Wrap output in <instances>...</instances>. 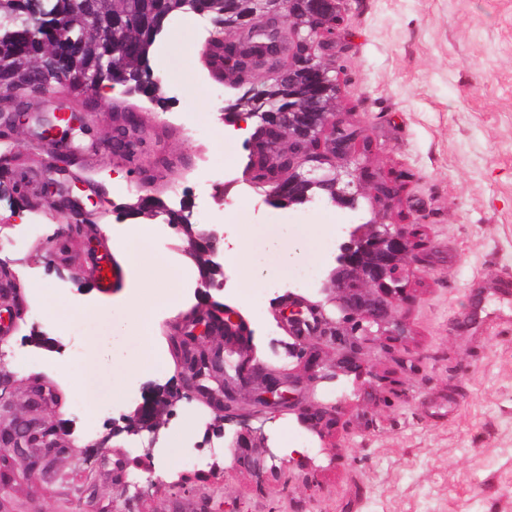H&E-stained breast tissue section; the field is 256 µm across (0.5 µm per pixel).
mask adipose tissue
<instances>
[{
  "label": "adipose tissue",
  "instance_id": "ef3b65f1",
  "mask_svg": "<svg viewBox=\"0 0 512 512\" xmlns=\"http://www.w3.org/2000/svg\"><path fill=\"white\" fill-rule=\"evenodd\" d=\"M142 223L129 225L127 235L128 243L122 244L121 251L130 273L126 300L132 305L136 319L132 322H117L116 330L130 335L142 346L143 358L139 364L140 369H150L156 358V346L150 334V324L154 301L146 295V287L155 282L157 269L153 264L147 263L143 258L142 250L136 246L135 241L142 233ZM316 232L314 225L302 224L298 227V237L293 246H286L282 240L277 225H268L266 229L265 250L261 253L253 252L248 245L238 246L233 256L240 278L246 287H256L263 277L272 271L287 274L288 265L293 253H305L313 246V236ZM89 358L79 367L77 376L84 388L92 393L103 394L113 404H120L124 389L119 379L101 382L98 363L104 349L101 339L94 338L88 341Z\"/></svg>",
  "mask_w": 512,
  "mask_h": 512
}]
</instances>
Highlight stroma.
I'll return each instance as SVG.
<instances>
[{
    "label": "stroma",
    "instance_id": "stroma-1",
    "mask_svg": "<svg viewBox=\"0 0 512 512\" xmlns=\"http://www.w3.org/2000/svg\"><path fill=\"white\" fill-rule=\"evenodd\" d=\"M205 42L177 17L151 49L159 85L154 98L131 99L144 116L133 157L99 143L112 123L106 110L86 114L85 131L63 133L69 159L99 186L98 195H79L94 223L61 231L65 193L41 192L51 145L0 129V219L9 223L0 231V349L12 353L0 360V401L18 410L36 403V427L61 434L60 447L39 443L22 459L0 452V512H512V298L495 291L512 274V0H347L332 51L338 108L362 130L360 163L399 189L392 223L416 225L426 243L396 303L405 335L369 337L349 372L336 368L325 340L313 368L289 355L274 310L294 291L324 301L339 246L370 218L371 203L361 199L355 211L266 204L243 180L253 130L225 138L224 85L193 56ZM210 169L235 183L224 206L200 189ZM144 194L183 209L192 224L221 225L226 247L223 290L165 312L156 324L164 362L147 371L136 341L112 329L133 318L123 289L103 295L93 285L101 253L132 222L124 206ZM31 223L43 225L41 235L28 234ZM269 224L289 241L297 225H318V253L298 255L287 276L271 272L259 287H243L229 251L245 227L261 247ZM148 227L145 258L164 272L148 292L164 308L167 293L197 284L199 271L164 217ZM96 232L101 249L93 252L85 242ZM33 280L48 286L36 304ZM213 301L242 315L237 343L257 363L296 378L300 406L335 412L331 427L256 403L257 376L246 368L223 412L183 397L158 437L123 432L124 415L154 387L180 385L174 345L188 360L213 351L211 341L189 336L196 311ZM91 337L110 340L127 365L117 375L111 360L101 362L104 379H121V406L80 399L76 369ZM115 426L109 447H95ZM245 426L265 448L256 469L231 463ZM148 445L160 479L153 488L124 464Z\"/></svg>",
    "mask_w": 512,
    "mask_h": 512
}]
</instances>
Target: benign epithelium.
<instances>
[{
    "label": "benign epithelium",
    "mask_w": 512,
    "mask_h": 512,
    "mask_svg": "<svg viewBox=\"0 0 512 512\" xmlns=\"http://www.w3.org/2000/svg\"><path fill=\"white\" fill-rule=\"evenodd\" d=\"M345 0H237L241 5L256 4L260 10L244 9V14L233 24L224 25V37L244 38L268 35L275 54L272 60L288 59V70L273 68L255 71L247 87L256 91L271 80L288 77V111L254 112L246 102L237 108H224V125L238 128L246 120L256 124L250 137L253 149L267 154L287 152L288 168L273 176L264 175L259 164L250 165L245 179L254 187L263 189L264 201L274 206L294 207L324 199L338 208H357L358 196L367 192L374 200L388 207L396 197L393 182L369 176L365 167L350 169L354 147L361 137V129L348 122L345 113L336 109L337 81L332 75L329 51ZM109 22L91 18L84 29V37L96 40L110 38ZM56 43V53L42 62V70L51 77L35 86V91L46 92L55 86L74 88L78 81L112 79L104 66L77 80L63 70L68 56L77 46L67 19L58 16L44 23ZM100 143L108 151L120 155L133 151L128 135L118 128H106ZM174 228L186 237L184 254L198 245L210 249L211 268L201 273L199 287L203 293L224 287L221 264L214 261L224 236L213 229L198 228L188 222ZM424 241L411 225L391 224L385 215L376 211L369 220L351 228L348 240L341 244L337 266L323 288L328 301L341 313L340 322L351 325L350 335H372L371 327L387 336L402 334V324L395 313L396 298L403 293L413 272L418 253ZM275 317L288 329L294 343L288 352H299L314 341L334 335L328 327L323 304L290 293L275 310ZM224 322V334L238 335L245 328L239 312L231 307L209 305L207 313L195 320L198 335L212 339L211 326ZM220 355L198 358V365L188 369L185 393L202 397L208 403L216 401L213 394L198 384L205 370L219 369ZM265 384L257 395L258 403L267 407H293L296 398L292 389L281 380L276 371L264 374ZM180 397V390L171 387L157 389L145 397L133 412L135 425L130 432L147 431L151 440L143 453L131 459V464L147 474L149 485H154L153 445L157 439L158 411ZM8 450L23 452V446L37 439L29 423L21 414L12 415L8 426Z\"/></svg>",
    "instance_id": "obj_1"
}]
</instances>
